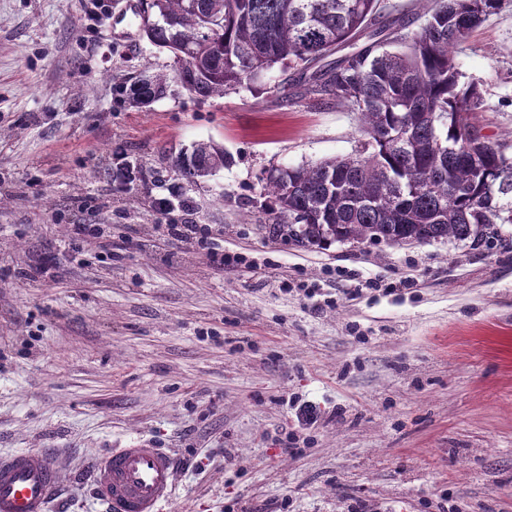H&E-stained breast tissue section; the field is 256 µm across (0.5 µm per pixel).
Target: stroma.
I'll use <instances>...</instances> for the list:
<instances>
[{
  "label": "stroma",
  "mask_w": 512,
  "mask_h": 512,
  "mask_svg": "<svg viewBox=\"0 0 512 512\" xmlns=\"http://www.w3.org/2000/svg\"><path fill=\"white\" fill-rule=\"evenodd\" d=\"M104 2L0 0V454L55 456L52 512H105L93 463L139 441L177 460L160 512H512V224L402 246L275 233L267 172L354 153L359 114L282 98L277 68L129 107L171 59ZM456 64L512 147V2ZM202 141L231 163L191 184L171 161ZM128 161L146 182L114 181Z\"/></svg>",
  "instance_id": "stroma-1"
}]
</instances>
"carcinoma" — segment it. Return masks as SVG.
I'll use <instances>...</instances> for the list:
<instances>
[{
  "label": "carcinoma",
  "mask_w": 512,
  "mask_h": 512,
  "mask_svg": "<svg viewBox=\"0 0 512 512\" xmlns=\"http://www.w3.org/2000/svg\"><path fill=\"white\" fill-rule=\"evenodd\" d=\"M505 0H427L416 30L376 25L381 0H145L146 39L171 54L170 72L141 75L129 104L145 108L169 84L197 99L222 97L276 66L294 71L302 95L345 104L361 116L355 153L268 172L274 230L304 245L427 243L512 224V154L469 121L483 103L455 57L469 32ZM364 43L332 58L336 50ZM174 161L190 183L219 165L224 149L194 145Z\"/></svg>",
  "instance_id": "carcinoma-1"
}]
</instances>
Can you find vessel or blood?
Here are the masks:
<instances>
[{
	"mask_svg": "<svg viewBox=\"0 0 512 512\" xmlns=\"http://www.w3.org/2000/svg\"><path fill=\"white\" fill-rule=\"evenodd\" d=\"M173 454L138 442L98 459L92 480L109 512H157L172 491ZM59 485L52 456L25 451L0 456V512H49Z\"/></svg>",
	"mask_w": 512,
	"mask_h": 512,
	"instance_id": "1",
	"label": "vessel or blood"
}]
</instances>
